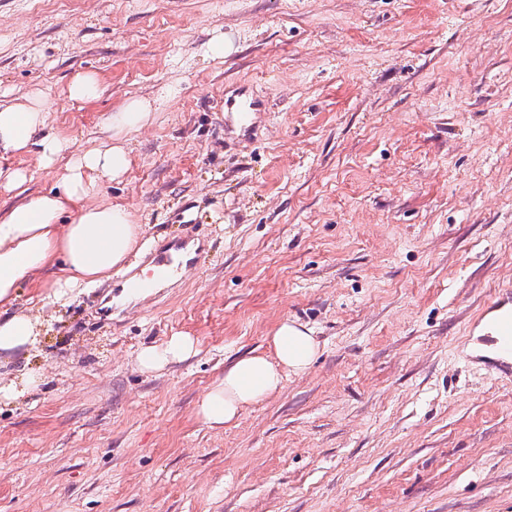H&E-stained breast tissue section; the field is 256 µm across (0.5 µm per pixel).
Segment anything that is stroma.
Segmentation results:
<instances>
[{
    "mask_svg": "<svg viewBox=\"0 0 512 512\" xmlns=\"http://www.w3.org/2000/svg\"><path fill=\"white\" fill-rule=\"evenodd\" d=\"M84 73L99 95L70 100ZM241 89L260 111H225ZM35 90L79 149L158 99L91 197L149 245L65 304L63 257L21 280L44 332L8 367L37 386L0 404V512H512V377L473 349L512 287V0H0V92ZM185 238L202 271L124 289ZM285 319L310 368L207 428L204 393ZM174 336L194 354L141 371Z\"/></svg>",
    "mask_w": 512,
    "mask_h": 512,
    "instance_id": "stroma-1",
    "label": "stroma"
}]
</instances>
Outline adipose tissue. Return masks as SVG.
Wrapping results in <instances>:
<instances>
[{"instance_id":"1","label":"adipose tissue","mask_w":512,"mask_h":512,"mask_svg":"<svg viewBox=\"0 0 512 512\" xmlns=\"http://www.w3.org/2000/svg\"><path fill=\"white\" fill-rule=\"evenodd\" d=\"M154 102L135 98L112 115L108 142L75 150L71 140L49 128L51 105L41 92L0 100V158L21 151L36 152L43 165L63 163L61 189L24 197L25 172L0 168V191L20 198L0 217V364L28 356L41 334L40 322L14 311L16 288L25 276L46 267L56 254L66 260L65 275L53 288V300L71 290L111 277L122 270L140 245L145 228L119 205L87 204L98 181H113L128 169V136L153 118ZM71 223H61L64 213ZM269 352L249 354L230 363L201 398L197 415L211 429L232 423L240 413L282 386L286 373L301 374L311 365L317 344L301 325L282 321L269 339ZM194 353L192 340L171 337L142 348L139 367L157 371Z\"/></svg>"}]
</instances>
